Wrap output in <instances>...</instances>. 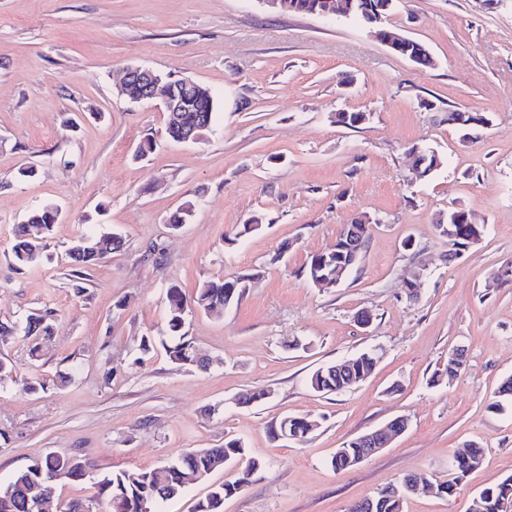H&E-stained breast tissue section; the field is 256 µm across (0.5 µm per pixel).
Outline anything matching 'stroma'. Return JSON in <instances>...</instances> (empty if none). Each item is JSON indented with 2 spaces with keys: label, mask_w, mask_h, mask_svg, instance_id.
Here are the masks:
<instances>
[{
  "label": "stroma",
  "mask_w": 512,
  "mask_h": 512,
  "mask_svg": "<svg viewBox=\"0 0 512 512\" xmlns=\"http://www.w3.org/2000/svg\"><path fill=\"white\" fill-rule=\"evenodd\" d=\"M387 25L426 44L434 68L352 18L262 0H0V321L47 312L53 328L36 361L23 334L0 337L13 365L0 378V482L48 453L85 456L100 475L230 436L265 466L224 512H347L407 475L447 480L473 441L483 461L453 496L421 490L405 512H468L512 477V403L497 400L512 375V281L500 278L512 262V0H398ZM134 65L211 89L220 106L201 140L172 141L163 112L129 101ZM457 108L488 125L462 136L446 121ZM341 111L368 118L348 128ZM414 145L442 159L429 179L411 168ZM24 164L34 177L18 179ZM46 201L62 207L53 258L16 269V226ZM187 204L192 219L172 230ZM452 206L484 227L453 257L436 227ZM360 215L374 221L361 263L339 287H312L310 255ZM108 228L123 248L73 277L71 243ZM239 275L251 281L238 303L187 326L208 370L141 352L164 331L170 285L191 295ZM374 347L364 382L311 389L315 369ZM458 347L465 370L442 375ZM35 379L45 391L25 393ZM254 388L272 395L238 405ZM286 415L319 426L302 444L272 439ZM400 416L391 445L333 470L336 448Z\"/></svg>",
  "instance_id": "obj_1"
}]
</instances>
